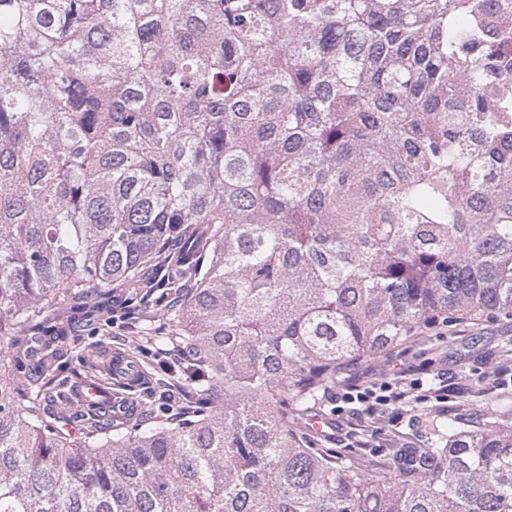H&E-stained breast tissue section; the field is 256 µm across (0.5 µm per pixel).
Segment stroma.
Returning a JSON list of instances; mask_svg holds the SVG:
<instances>
[{"label":"stroma","mask_w":512,"mask_h":512,"mask_svg":"<svg viewBox=\"0 0 512 512\" xmlns=\"http://www.w3.org/2000/svg\"><path fill=\"white\" fill-rule=\"evenodd\" d=\"M127 291L117 286L111 298H76L74 292L61 291L59 299L45 314L67 331L65 349L71 350L76 367L84 376L103 383L113 395L135 400L147 392L153 369L152 357L142 355L150 336L162 330V306L147 307L141 322L111 323L107 310L119 309ZM414 363L430 364L434 371L461 379L468 391L450 398L447 408L436 402L416 405L403 414L396 426L368 416L323 415V428L312 431L318 447L349 452L369 473L392 466L397 457H405L428 447L430 436L438 423L455 419L459 428L472 430L483 426L491 416H498L503 426L512 427V390H494L484 377L496 366L501 355L512 353V322L485 320L472 325L462 323L437 339L435 331L409 346ZM135 358L138 376L134 381L116 379L105 368L112 353ZM365 434L369 444L354 447L355 434Z\"/></svg>","instance_id":"stroma-1"}]
</instances>
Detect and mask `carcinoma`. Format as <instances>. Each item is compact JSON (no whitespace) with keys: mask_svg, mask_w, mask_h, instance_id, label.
Segmentation results:
<instances>
[{"mask_svg":"<svg viewBox=\"0 0 512 512\" xmlns=\"http://www.w3.org/2000/svg\"><path fill=\"white\" fill-rule=\"evenodd\" d=\"M166 276L178 416L81 436L0 355V512H512V428L368 476L306 440L341 370L512 320V0H0V329Z\"/></svg>","mask_w":512,"mask_h":512,"instance_id":"obj_1","label":"carcinoma"}]
</instances>
